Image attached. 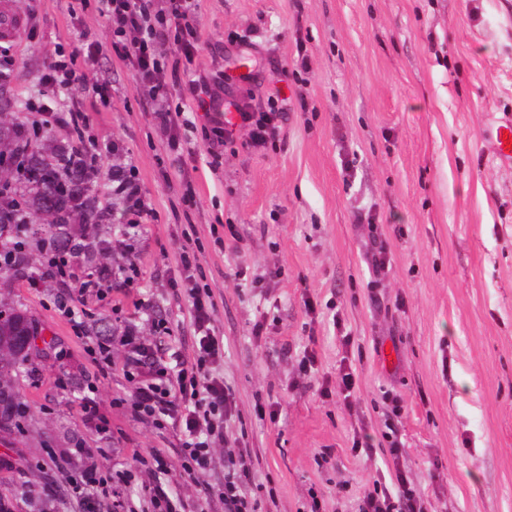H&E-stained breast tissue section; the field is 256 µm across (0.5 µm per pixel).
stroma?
Returning <instances> with one entry per match:
<instances>
[{
    "mask_svg": "<svg viewBox=\"0 0 512 512\" xmlns=\"http://www.w3.org/2000/svg\"><path fill=\"white\" fill-rule=\"evenodd\" d=\"M11 3L27 23L0 87V122L23 117L47 59L73 55L89 81L112 83L109 101L77 97L114 145L93 191L112 201L106 171L119 164L133 169L145 203L85 228L112 244L88 271L121 270L129 292L92 302L95 334L131 325L155 344L190 348L186 292L169 280L191 242L224 333L238 415L230 432L244 434L257 493L274 491L277 512H308L315 497L325 512H358L373 481L398 469L427 512H512V165L495 159L486 134L512 116V0H201L197 75L250 111H268L277 95L287 105L261 145L232 118L216 159L199 113L179 148L165 147L95 0ZM82 31L105 47L89 66L75 53ZM376 237L391 265L374 300ZM0 308L24 313L42 342L9 377L25 414L0 428V457L12 463L0 469V498L39 512L21 489L42 482L48 451L84 445L104 451L99 498L111 502L113 469L131 468L133 452L175 447V434L116 405L133 389L118 364L96 381L72 370L80 343L49 289L0 274ZM155 317L171 335L155 333ZM307 351L318 365L304 375ZM347 364L360 375L354 411L319 391ZM90 387L111 434L77 416L74 398ZM259 401L276 403V420L257 415ZM389 423L399 459L352 454L355 436L381 442Z\"/></svg>",
    "mask_w": 512,
    "mask_h": 512,
    "instance_id": "35a3bbf8",
    "label": "stroma"
}]
</instances>
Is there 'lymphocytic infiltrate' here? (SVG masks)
Listing matches in <instances>:
<instances>
[{
	"mask_svg": "<svg viewBox=\"0 0 512 512\" xmlns=\"http://www.w3.org/2000/svg\"><path fill=\"white\" fill-rule=\"evenodd\" d=\"M98 12L107 20L112 33L111 49L135 70L149 101L165 102L158 113L159 124L169 144L179 145L181 130L188 125L187 114L196 109L212 111L210 132L214 139L224 134V113L208 87L195 78L192 64L200 50L194 25L199 0H96ZM83 74L73 58L58 55L39 76L41 90L28 100V119L15 126L17 153L30 152L35 142L54 127L69 128L70 140L52 156L58 179L67 182L70 173L92 179L101 170L102 157L112 144L99 141L91 132L88 115L70 105L61 94L82 84ZM186 86L188 102L173 103L176 87ZM7 238L0 249V271L23 278L27 275L28 245L36 243L45 255L41 281L57 284V309L65 315L82 342L85 361L99 376L112 368V351L122 348L123 367L135 386L119 398V405L135 420H149L156 426H171L178 433L177 455L181 473L203 479L216 465L224 467L220 493L224 512H271L256 496L252 485V451L243 438H229V423L235 415L232 390L224 383V335L215 324L216 306L211 288L199 286L192 274L195 252L182 245L179 255V285L190 298V319L194 331L191 353L164 352L146 344L132 328L107 340H95L86 333L90 315L88 300L94 294L112 289V276L84 274L83 269L95 245L76 225H65L61 237H43L30 222V211L16 190L0 186V238ZM234 443L233 451L216 460V447ZM99 448L75 449L69 462L72 491L80 512H101L98 487L103 482ZM135 475L143 490L138 507H130L121 493L129 479L128 471L112 475V512H200L190 507L176 490L179 475H173L165 449H152L149 457L139 458ZM358 512H425L410 481L396 472L391 484L374 482L359 503Z\"/></svg>",
	"mask_w": 512,
	"mask_h": 512,
	"instance_id": "obj_1",
	"label": "lymphocytic infiltrate"
}]
</instances>
